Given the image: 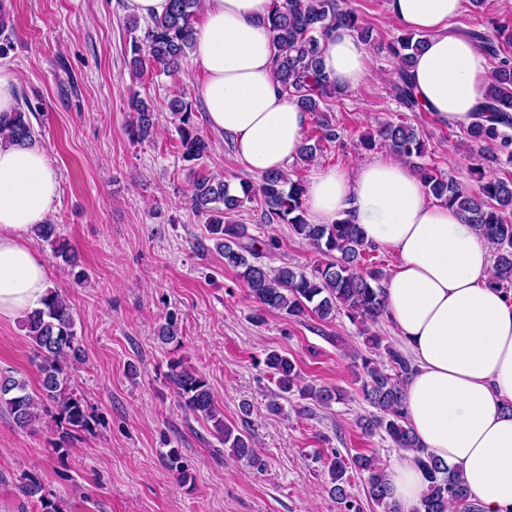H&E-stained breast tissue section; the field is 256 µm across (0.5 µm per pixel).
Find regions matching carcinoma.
I'll return each mask as SVG.
<instances>
[{
  "label": "carcinoma",
  "instance_id": "1",
  "mask_svg": "<svg viewBox=\"0 0 512 512\" xmlns=\"http://www.w3.org/2000/svg\"><path fill=\"white\" fill-rule=\"evenodd\" d=\"M200 13L201 0H171L169 12L151 21L144 39L131 42V65L135 73L139 76L149 72L167 76L179 73L193 48ZM267 22L273 36L274 64L281 90L300 109L312 114L342 93L320 68L323 41L329 30L340 24L366 43L373 39L372 29L354 10L342 7L340 0H273ZM505 32V26L500 24L490 32L465 31L479 50L497 61L484 101L464 130L467 140L480 150L481 162L472 170L475 190L463 187L437 167L420 162L427 154L426 143L411 124L386 122L376 133L362 136V145L371 149L376 141H381L391 155L412 164L429 196L456 208L465 223L475 226L494 246V277L499 286L508 290L512 288V180L489 174L484 167V162H497L502 155L512 161V58L502 54L508 41ZM424 44V36L414 32H403L388 44L396 61L389 80V95L408 112L423 111L414 93L410 70ZM167 107L180 120L181 159L192 163L189 202L196 212L209 215L207 240L222 255L224 265L236 270L245 282L257 304L256 319H262L264 312L274 311L294 320L310 315L327 320L343 314L362 326L365 333L368 325L384 316L382 282L386 271L367 263L366 257L374 246L365 242L359 225L347 219L331 224L311 223L305 207L306 185L299 178L292 179L286 171L265 173L256 185L243 182L240 196L230 193L224 179L196 169L211 154L212 141L194 120L193 103L182 96L174 97ZM133 109L129 131L136 140L144 142L153 135L157 113L143 99L136 101ZM336 138V128L327 117L318 118L317 134L305 137L298 159L304 163L313 161L322 143L334 142ZM0 139L18 145L34 143L30 116L23 107L0 114ZM246 201L259 203L265 222L288 225L292 235L311 244L326 261L309 272L289 265L269 268L265 259L279 248V242L273 237L256 239L247 233L244 225L224 221L226 215ZM34 231L51 242L66 263L75 261L68 242L57 235L55 225L39 224ZM23 326L40 359L39 392L29 391L23 377L0 375V413L8 414L16 427L27 429L38 424L45 412L53 408L65 425L66 436L85 430L88 415L84 402L69 388L64 374L67 362L82 357L68 300L55 291L49 292L44 307L26 315ZM158 338L164 344H174L173 351H178L181 340L174 317H167L160 325ZM264 365L277 388L276 397L286 398L296 393L321 406L342 399L335 388L301 385L296 363L276 351L266 354ZM167 368L166 378L180 406L211 422L213 436L229 449L231 456L261 469L264 462L255 453L251 437L224 424L207 380L180 356L171 357ZM412 374L411 360L394 347L385 349L383 360L361 358V368L355 369L354 375L361 382L363 399L373 408L363 418L362 428L367 434L385 433L402 451L417 452L416 462L424 471L428 486L414 512H448L450 503L462 512H479V507L469 502L457 471L420 449L407 425L404 384ZM166 464L182 483L192 481L182 465L179 449L168 450ZM350 468L366 475L371 500L385 506L386 512H401L392 499L386 471L376 457L366 454L354 455L349 464L337 456L331 459L328 473L331 493L337 500L348 502ZM19 489L26 500L40 503L42 512H64L60 503L46 496L39 481L29 478L21 482Z\"/></svg>",
  "mask_w": 512,
  "mask_h": 512
}]
</instances>
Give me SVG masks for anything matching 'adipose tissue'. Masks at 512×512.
I'll return each mask as SVG.
<instances>
[{
	"label": "adipose tissue",
	"instance_id": "adipose-tissue-1",
	"mask_svg": "<svg viewBox=\"0 0 512 512\" xmlns=\"http://www.w3.org/2000/svg\"><path fill=\"white\" fill-rule=\"evenodd\" d=\"M424 50L411 80L424 109L467 126L491 70L486 56L451 21L463 0H389ZM272 0H203V24L190 56L209 128L228 136L255 174L287 169L304 141L307 112L282 93L272 67L267 16ZM321 64L340 87L371 76L366 43L334 28ZM59 181L34 146L0 143V318L39 309L50 289L44 260L29 246L32 227L55 209ZM314 223L349 218L367 243L398 261L384 281L388 319L415 372L404 386L405 413L420 447L458 469L480 512H512V292L493 281L491 246L446 204L430 201L413 167L388 156L328 168L307 186ZM402 512L426 489L411 457L388 469Z\"/></svg>",
	"mask_w": 512,
	"mask_h": 512
}]
</instances>
